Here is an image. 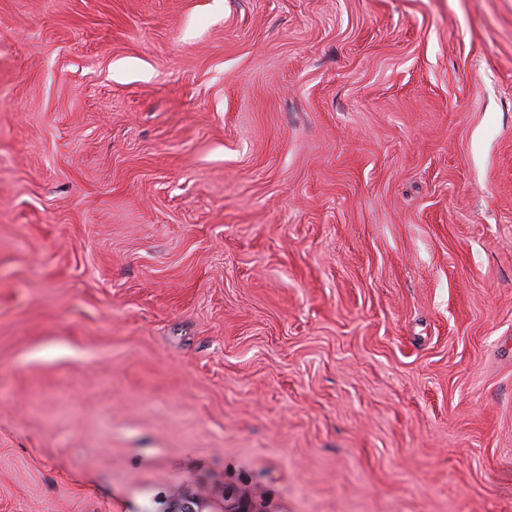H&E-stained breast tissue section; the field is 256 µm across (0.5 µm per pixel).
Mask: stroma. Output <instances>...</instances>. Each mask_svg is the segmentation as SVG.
Segmentation results:
<instances>
[{
  "instance_id": "1",
  "label": "stroma",
  "mask_w": 512,
  "mask_h": 512,
  "mask_svg": "<svg viewBox=\"0 0 512 512\" xmlns=\"http://www.w3.org/2000/svg\"><path fill=\"white\" fill-rule=\"evenodd\" d=\"M512 512V0H0V512Z\"/></svg>"
}]
</instances>
